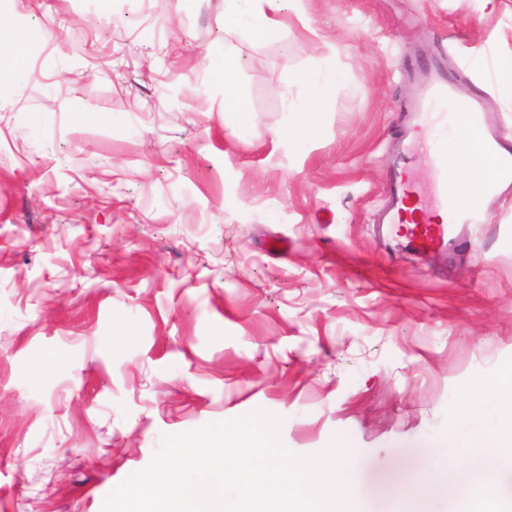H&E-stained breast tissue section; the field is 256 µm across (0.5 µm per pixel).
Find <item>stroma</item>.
Wrapping results in <instances>:
<instances>
[{"label": "stroma", "instance_id": "stroma-1", "mask_svg": "<svg viewBox=\"0 0 512 512\" xmlns=\"http://www.w3.org/2000/svg\"><path fill=\"white\" fill-rule=\"evenodd\" d=\"M435 63L512 137V0H300L259 38L224 0H0V512H102L164 436L257 409L365 482L500 432L464 411L512 360V193L444 250L380 222L401 167L436 216L395 150ZM326 69L333 107L290 111ZM224 109L226 112H236L241 117V128L245 135L250 133L251 124L246 117L250 112L248 106L242 100L238 91L236 72L224 63Z\"/></svg>", "mask_w": 512, "mask_h": 512}]
</instances>
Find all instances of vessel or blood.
I'll return each instance as SVG.
<instances>
[{
	"label": "vessel or blood",
	"instance_id": "obj_1",
	"mask_svg": "<svg viewBox=\"0 0 512 512\" xmlns=\"http://www.w3.org/2000/svg\"><path fill=\"white\" fill-rule=\"evenodd\" d=\"M408 109L414 114L413 122L402 131L400 150L411 153L417 145H424L433 173L434 203L437 212L449 214L455 224H477L484 216V203L495 200L512 188V140L485 129L481 122L483 97L461 99L447 71L438 65L430 66L415 98ZM466 126L476 137L480 153L494 163V174L479 188V203L463 202V192L449 182L450 170L446 155L448 133ZM416 189L405 176H398L391 187L390 215L399 219L404 202ZM449 224L428 223L414 226L408 232L410 243L420 249L440 248L448 235Z\"/></svg>",
	"mask_w": 512,
	"mask_h": 512
}]
</instances>
